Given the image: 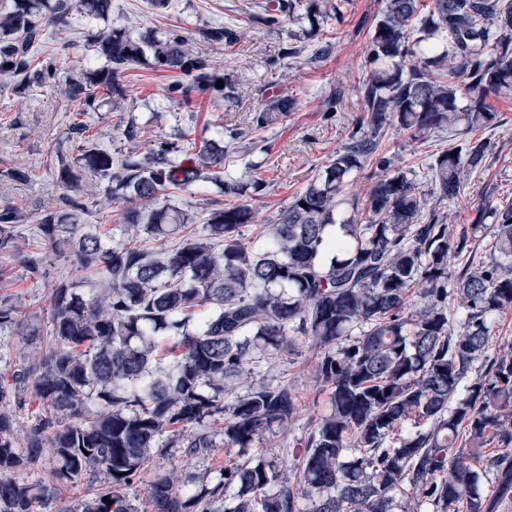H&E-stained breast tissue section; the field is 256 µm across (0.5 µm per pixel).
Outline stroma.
Masks as SVG:
<instances>
[{
  "instance_id": "obj_1",
  "label": "stroma",
  "mask_w": 512,
  "mask_h": 512,
  "mask_svg": "<svg viewBox=\"0 0 512 512\" xmlns=\"http://www.w3.org/2000/svg\"><path fill=\"white\" fill-rule=\"evenodd\" d=\"M342 22L328 21L309 36L312 44L332 43L330 55L319 62L307 54L287 59L285 67L273 70L270 59L279 55L290 34L302 33L297 24L270 28L260 19L255 0H176V8L167 14L152 10L147 0H112L110 28H136L162 32L172 26L187 25L188 45L206 54L216 73L234 81L239 89L235 100L193 98L191 103H169L165 88L170 74L153 71L147 64L129 67L120 77L126 96L119 108L104 107L92 113V129L103 142L119 141V130L128 121L145 125L152 133L176 137L179 129L202 131L204 126H232L248 132L250 118L269 100L294 99L295 108L264 130L267 149L253 156L228 154L225 166L233 176L246 172L247 161L259 162L260 176L269 185L268 194L259 204L261 218L276 217L291 195L305 187L336 150L347 143L361 115L356 87L365 74L366 46L379 17L384 0H336ZM234 19L241 38L235 44L212 48L205 32L216 20ZM340 97L335 112H326L328 97ZM492 108L501 115L492 129L477 131L476 136L489 144L488 160L483 169L463 175L464 192L456 203L438 202L429 197V208L449 214L456 230L469 229L472 210L479 205L495 206L512 201V94L491 98ZM66 104L61 98L23 96L12 92L0 95V166L23 165L33 171L26 183H1L0 201H9L36 212L54 203L59 188L50 164L55 147L68 144ZM459 129L432 134L428 142L412 140L407 133L389 129L383 146L393 156L397 167L421 171L430 153L448 149L465 139ZM34 240L31 225H23L17 242L19 251L0 253V268L9 274L7 292L21 305L31 322L41 324L48 317L49 291L61 276L76 280L83 294H90L96 283L73 263L63 258L47 257L38 273H29L20 251ZM318 353L310 344L297 341L288 351L262 364L254 375L228 382L229 391L244 393L250 386L293 383L300 396L295 418L267 432L263 439L245 451L244 457L275 460L280 480H292L293 469L302 443L314 425L330 408V387L317 375ZM229 452L214 448L186 459L181 448L167 449L153 458L151 469L176 475L190 470L196 487L211 486L216 470Z\"/></svg>"
}]
</instances>
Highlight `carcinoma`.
Wrapping results in <instances>:
<instances>
[{
	"mask_svg": "<svg viewBox=\"0 0 512 512\" xmlns=\"http://www.w3.org/2000/svg\"><path fill=\"white\" fill-rule=\"evenodd\" d=\"M263 10L271 27L282 12L312 27L339 15L329 0H279ZM111 11L112 0L0 5V76L9 79L0 91L55 92L72 112V147L54 158L60 195L35 216L0 203V252L17 250L19 226L32 223L38 246L23 256L28 269L38 271L41 252H51L100 285L85 298L73 281L58 280L46 324L27 332L33 353L0 376V512H43L92 472L103 480L75 496L69 512H135L126 490L153 455L178 447L191 457L216 447L212 421L223 424L222 447H249L293 418L298 396L288 384L232 395L224 382L301 337L318 350L317 373L332 393L295 465V484L270 494L273 462L230 456L221 468L228 475L201 491L190 478L176 487L156 473L146 490L154 512H213L217 501L229 502L222 512H301L298 487L314 496L312 512H392L398 492L433 512H494L497 500L483 492L488 473H496L501 496L512 493V355H489L492 326L512 307V202L475 209L474 228L493 224V256L455 275L451 259L468 248V237L454 235L446 216L425 214V193L395 168L382 139L391 127L420 140L501 122L487 99L512 92V0H431L427 12L423 0H386L357 87L359 126L265 223L241 198L266 196L268 184L224 170V150L242 142L238 129L215 127L198 140L189 129L170 141L130 121L120 129L132 144L126 152L90 133L83 116L117 107L119 75L147 56L154 70L175 75L169 101L233 93L228 82L216 87L205 54L186 47L188 28L147 40L97 27ZM77 25L91 32L95 62L83 79L62 83L63 59L45 48V27ZM234 39L222 25L207 35L213 46ZM292 109L290 99L270 101L253 114L254 131ZM487 158L486 143L471 138L432 155L423 172L430 193L458 200L461 173L483 168ZM367 162L384 175L365 200L367 223L359 224L344 210L345 188ZM87 177L104 204L121 206L126 238L117 247L107 246L99 225L85 223ZM29 180L27 170L0 168V182ZM199 180L232 198L206 212L201 234L191 214L170 204ZM253 224L247 239L243 228ZM336 224L342 235L327 237ZM451 305L462 316L459 335ZM26 319L11 296L0 295V331ZM480 360L485 370L472 380ZM25 387L42 411L20 447ZM47 449L50 478H31Z\"/></svg>",
	"mask_w": 512,
	"mask_h": 512,
	"instance_id": "cac0c4a2",
	"label": "carcinoma"
}]
</instances>
